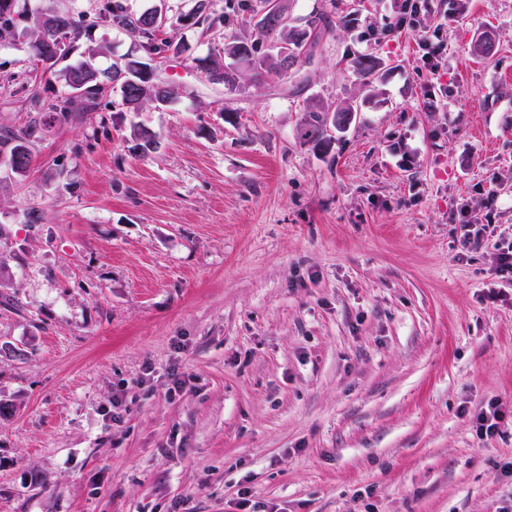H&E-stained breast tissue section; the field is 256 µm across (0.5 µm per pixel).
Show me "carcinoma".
I'll list each match as a JSON object with an SVG mask.
<instances>
[{"mask_svg": "<svg viewBox=\"0 0 512 512\" xmlns=\"http://www.w3.org/2000/svg\"><path fill=\"white\" fill-rule=\"evenodd\" d=\"M260 8V25L267 34L279 32L280 39L267 46L253 38L243 29L239 16ZM252 0H238L228 11L210 17L206 11V0H199L193 15L195 22L211 29L219 24L229 31L224 47L217 53L198 60L200 67L213 80L227 86L235 85L239 68L247 65L269 76L281 78L288 70L301 62L304 39L308 31L296 35L288 31V24L280 26L271 23L270 13L276 8L287 15L283 3L274 0H259V6ZM25 23L36 34L35 53L30 61V74L34 75L33 89L24 101L22 111L26 117L18 125L0 130V160L11 172L24 175L30 168L32 153L30 144L35 133L46 124L47 118L58 115L67 117L74 112H88L97 108L109 94L112 86L120 87L121 105L127 111L136 112L149 103L168 105L178 97L173 88H161L148 73L140 69L143 62L138 60L125 63L114 62L109 71L100 73L91 64L80 62L70 64L72 42L88 28L105 23L128 31L139 38V45L150 58H168L181 52L180 44L164 35L163 23L156 20L155 13L135 15L122 5L121 0H106L96 19L86 22L67 11L48 9L44 12L14 15L13 0H0V44L9 42L18 24ZM60 66L59 78L67 90L55 87L50 79L38 74ZM351 122V105L344 104L334 111L315 110L309 112L308 124L311 136L321 142L328 128L341 131ZM133 150L145 155L157 148L156 136L145 128H134L131 132Z\"/></svg>", "mask_w": 512, "mask_h": 512, "instance_id": "carcinoma-1", "label": "carcinoma"}]
</instances>
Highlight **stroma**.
Returning a JSON list of instances; mask_svg holds the SVG:
<instances>
[{
    "label": "stroma",
    "instance_id": "obj_1",
    "mask_svg": "<svg viewBox=\"0 0 512 512\" xmlns=\"http://www.w3.org/2000/svg\"><path fill=\"white\" fill-rule=\"evenodd\" d=\"M122 2L162 8L179 98L113 91L0 165V512H512V428L475 427L512 410V277L461 246L512 229V0H430L435 70L383 34L396 0H285L313 46L233 87L197 65L224 30L196 0ZM35 41L0 46V127ZM91 49L144 56L103 23ZM346 103L315 145L309 110ZM420 45L424 50V63L430 69L438 68L445 61L447 47L442 23H437L431 35H421ZM508 425L505 421V414L498 402H490L487 409L476 416V434L479 440L494 438Z\"/></svg>",
    "mask_w": 512,
    "mask_h": 512
}]
</instances>
